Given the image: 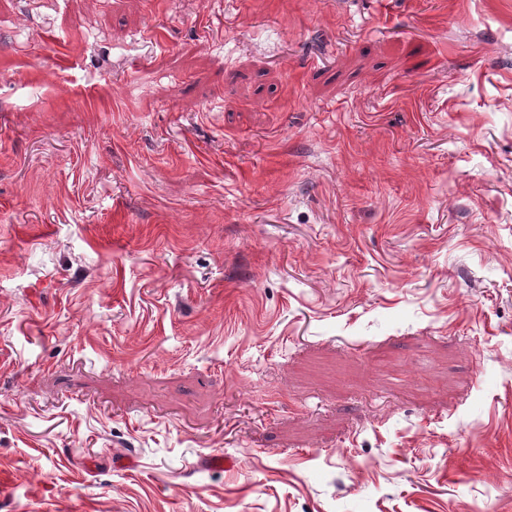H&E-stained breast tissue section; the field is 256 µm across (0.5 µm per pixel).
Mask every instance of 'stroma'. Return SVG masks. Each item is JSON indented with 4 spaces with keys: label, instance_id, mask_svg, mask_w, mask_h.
I'll return each mask as SVG.
<instances>
[{
    "label": "stroma",
    "instance_id": "1",
    "mask_svg": "<svg viewBox=\"0 0 512 512\" xmlns=\"http://www.w3.org/2000/svg\"><path fill=\"white\" fill-rule=\"evenodd\" d=\"M3 470L512 512V0H0Z\"/></svg>",
    "mask_w": 512,
    "mask_h": 512
}]
</instances>
